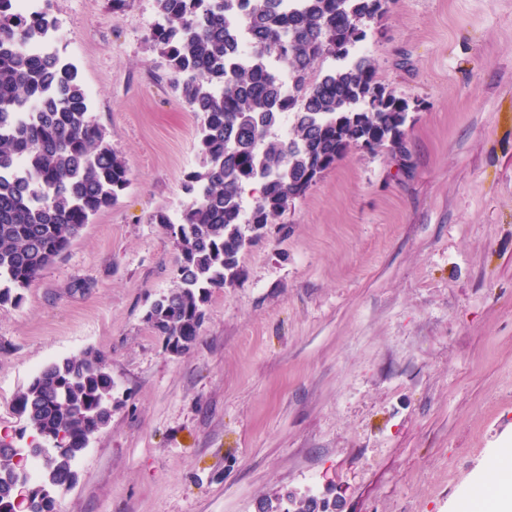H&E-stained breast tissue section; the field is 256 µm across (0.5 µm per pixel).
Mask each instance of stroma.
Here are the masks:
<instances>
[{
    "label": "stroma",
    "instance_id": "1",
    "mask_svg": "<svg viewBox=\"0 0 512 512\" xmlns=\"http://www.w3.org/2000/svg\"><path fill=\"white\" fill-rule=\"evenodd\" d=\"M58 52L130 168L0 305V436L46 364L95 348L112 418L62 512H455L512 446V0H389L365 52L419 108L406 157L354 149L239 258L181 355L143 320L178 252L199 122L145 43L154 0H45Z\"/></svg>",
    "mask_w": 512,
    "mask_h": 512
}]
</instances>
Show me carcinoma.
<instances>
[{
  "label": "carcinoma",
  "mask_w": 512,
  "mask_h": 512,
  "mask_svg": "<svg viewBox=\"0 0 512 512\" xmlns=\"http://www.w3.org/2000/svg\"><path fill=\"white\" fill-rule=\"evenodd\" d=\"M0 0V305L19 303L81 228L113 206L129 183L126 160L92 119L76 65L26 55L15 46L55 28ZM388 0H155L157 22L145 42L165 59L171 83L200 120V170L174 223L154 217L179 252L174 287L144 321L167 350L195 343L212 291L239 275L253 226L276 222L350 149L404 152L408 100L379 81L372 60L355 57L365 23ZM249 9L253 57H237L241 32L228 21ZM288 65L282 86L268 65ZM293 114L288 136L283 114ZM112 376L93 348L45 365L15 400L42 460L30 500L15 504L9 484L24 449L0 437V512H60L58 496L75 481L72 462L109 423ZM282 512H327L314 496Z\"/></svg>",
  "instance_id": "obj_1"
}]
</instances>
